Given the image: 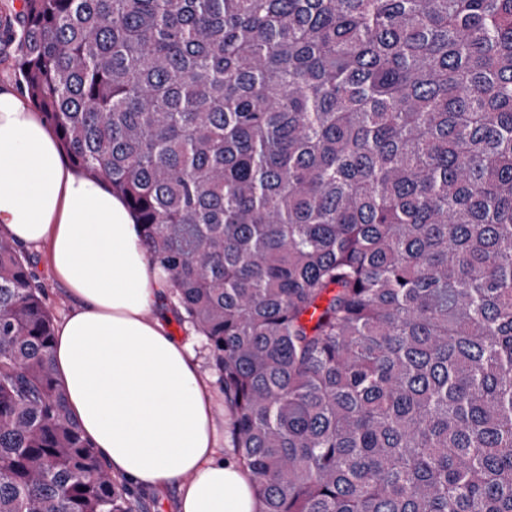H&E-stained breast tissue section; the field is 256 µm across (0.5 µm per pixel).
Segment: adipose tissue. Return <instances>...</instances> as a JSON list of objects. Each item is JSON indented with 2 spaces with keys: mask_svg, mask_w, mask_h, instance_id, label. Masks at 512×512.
Returning <instances> with one entry per match:
<instances>
[{
  "mask_svg": "<svg viewBox=\"0 0 512 512\" xmlns=\"http://www.w3.org/2000/svg\"><path fill=\"white\" fill-rule=\"evenodd\" d=\"M0 236L44 251L74 300L52 360L66 407L112 475L176 490V512H260L255 482L219 457L210 381L169 331L164 278L124 200L67 162L28 98L0 84Z\"/></svg>",
  "mask_w": 512,
  "mask_h": 512,
  "instance_id": "adipose-tissue-1",
  "label": "adipose tissue"
}]
</instances>
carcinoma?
<instances>
[{
    "label": "carcinoma",
    "mask_w": 512,
    "mask_h": 512,
    "mask_svg": "<svg viewBox=\"0 0 512 512\" xmlns=\"http://www.w3.org/2000/svg\"><path fill=\"white\" fill-rule=\"evenodd\" d=\"M20 88L206 342L262 512H512V0H21ZM0 237V512H132Z\"/></svg>",
    "instance_id": "carcinoma-1"
}]
</instances>
